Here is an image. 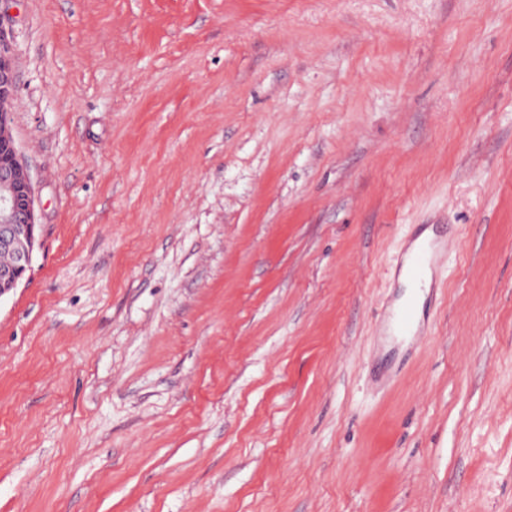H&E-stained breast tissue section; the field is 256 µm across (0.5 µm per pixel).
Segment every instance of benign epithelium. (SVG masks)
<instances>
[{"instance_id":"7a95c632","label":"benign epithelium","mask_w":512,"mask_h":512,"mask_svg":"<svg viewBox=\"0 0 512 512\" xmlns=\"http://www.w3.org/2000/svg\"><path fill=\"white\" fill-rule=\"evenodd\" d=\"M13 93L10 42L0 29V297L26 277L41 245L33 184L11 132Z\"/></svg>"}]
</instances>
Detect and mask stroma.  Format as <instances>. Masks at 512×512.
I'll return each instance as SVG.
<instances>
[{"instance_id":"35a3bbf8","label":"stroma","mask_w":512,"mask_h":512,"mask_svg":"<svg viewBox=\"0 0 512 512\" xmlns=\"http://www.w3.org/2000/svg\"><path fill=\"white\" fill-rule=\"evenodd\" d=\"M0 27L42 235L0 297V512H512V0ZM433 253L429 247H420L415 254L411 257L408 266L407 274L411 281H421L425 269L432 262Z\"/></svg>"}]
</instances>
